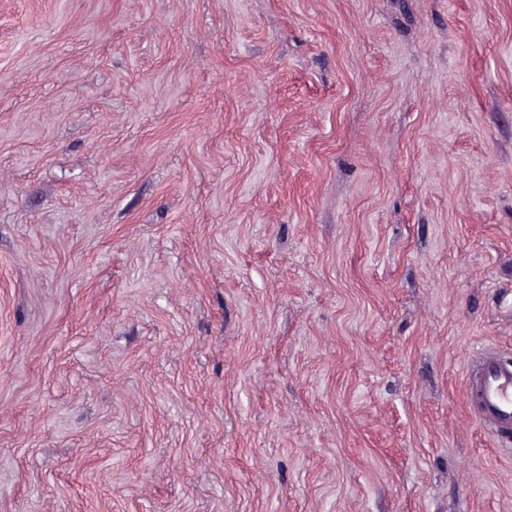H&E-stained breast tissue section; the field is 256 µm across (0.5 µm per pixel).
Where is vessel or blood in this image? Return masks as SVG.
Instances as JSON below:
<instances>
[{
  "instance_id": "1",
  "label": "vessel or blood",
  "mask_w": 512,
  "mask_h": 512,
  "mask_svg": "<svg viewBox=\"0 0 512 512\" xmlns=\"http://www.w3.org/2000/svg\"><path fill=\"white\" fill-rule=\"evenodd\" d=\"M466 406L498 447H512V359L497 346L478 348L466 365Z\"/></svg>"
}]
</instances>
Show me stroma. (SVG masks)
<instances>
[{"mask_svg":"<svg viewBox=\"0 0 512 512\" xmlns=\"http://www.w3.org/2000/svg\"><path fill=\"white\" fill-rule=\"evenodd\" d=\"M512 0H0V512H512ZM466 406L498 448L512 447V359L497 346L478 348L466 365Z\"/></svg>","mask_w":512,"mask_h":512,"instance_id":"35a3bbf8","label":"stroma"}]
</instances>
